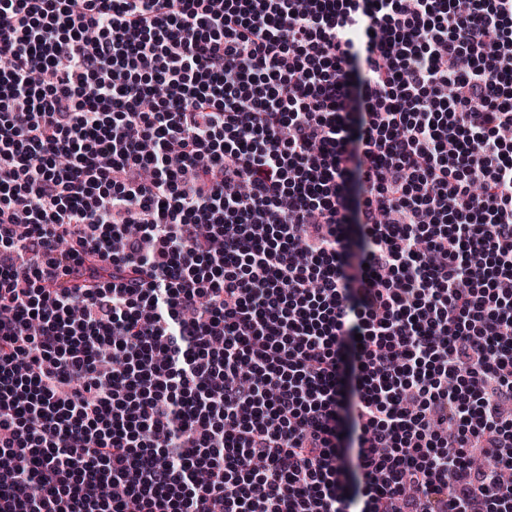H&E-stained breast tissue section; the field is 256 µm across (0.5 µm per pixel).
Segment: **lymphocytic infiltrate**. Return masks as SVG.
Returning a JSON list of instances; mask_svg holds the SVG:
<instances>
[{"mask_svg": "<svg viewBox=\"0 0 512 512\" xmlns=\"http://www.w3.org/2000/svg\"><path fill=\"white\" fill-rule=\"evenodd\" d=\"M0 512H512V0H0Z\"/></svg>", "mask_w": 512, "mask_h": 512, "instance_id": "obj_1", "label": "lymphocytic infiltrate"}]
</instances>
